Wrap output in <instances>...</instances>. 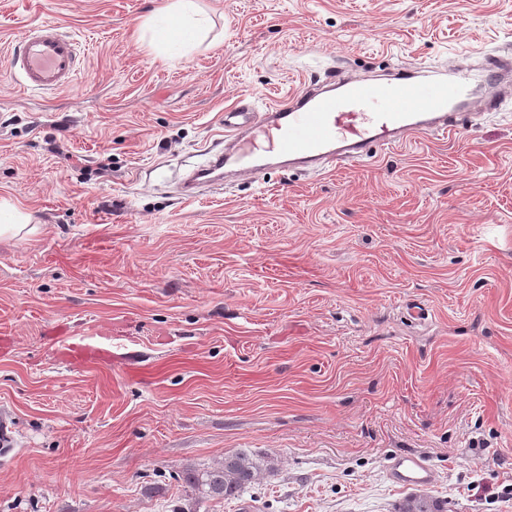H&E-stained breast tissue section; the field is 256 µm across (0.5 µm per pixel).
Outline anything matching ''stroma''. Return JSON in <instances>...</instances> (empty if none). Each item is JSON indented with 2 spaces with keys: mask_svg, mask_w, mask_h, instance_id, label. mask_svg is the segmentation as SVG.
<instances>
[{
  "mask_svg": "<svg viewBox=\"0 0 512 512\" xmlns=\"http://www.w3.org/2000/svg\"><path fill=\"white\" fill-rule=\"evenodd\" d=\"M0 0V512H393L413 453L448 512H512V95L362 164L176 187L224 110L337 70L478 69L512 0ZM77 47L24 90L31 26ZM245 450L274 475L220 500L177 484ZM161 13L170 15L180 28L187 31L200 29L204 21L197 11L196 0H173ZM74 40L63 34L54 23L28 28L13 53V68L22 74V86L30 91L66 89L78 74ZM389 480L403 488L429 486L435 482L434 470L418 455L404 454L394 458L388 466Z\"/></svg>",
  "mask_w": 512,
  "mask_h": 512,
  "instance_id": "stroma-1",
  "label": "stroma"
}]
</instances>
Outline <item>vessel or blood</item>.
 I'll use <instances>...</instances> for the list:
<instances>
[{
    "instance_id": "b4317fda",
    "label": "vessel or blood",
    "mask_w": 512,
    "mask_h": 512,
    "mask_svg": "<svg viewBox=\"0 0 512 512\" xmlns=\"http://www.w3.org/2000/svg\"><path fill=\"white\" fill-rule=\"evenodd\" d=\"M12 65L20 70L27 90H63L78 74L76 44L55 24L35 25L22 34ZM480 82L490 109L496 107L497 97L512 91L504 82L502 63L493 59ZM335 85L332 91L303 90L262 113L254 112L249 99L238 100L224 112L230 143L209 152L205 163L185 178L184 196L223 184L230 174L261 172L271 159L308 166L357 163L375 146H399L421 134L448 135L468 123L474 94L470 74L457 68L446 79H431L420 68L403 67L383 83L341 77ZM379 97L387 101L385 111L361 112L362 104ZM387 475L404 488L429 486L436 478L434 470L412 453L394 458Z\"/></svg>"
}]
</instances>
